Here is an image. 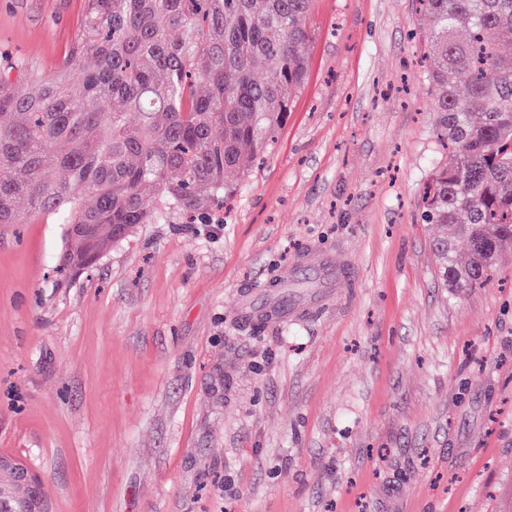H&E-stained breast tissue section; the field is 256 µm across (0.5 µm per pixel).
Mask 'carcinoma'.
I'll return each instance as SVG.
<instances>
[{"instance_id":"cac0c4a2","label":"carcinoma","mask_w":512,"mask_h":512,"mask_svg":"<svg viewBox=\"0 0 512 512\" xmlns=\"http://www.w3.org/2000/svg\"><path fill=\"white\" fill-rule=\"evenodd\" d=\"M419 2L436 137L451 153L424 186L421 219L467 240L463 262L452 239L435 244L440 280L463 291L487 285L512 245V0ZM311 4L85 0L54 77L24 73L22 91L0 82V224L55 218L62 266L83 270L137 225L230 194L226 176L251 171L305 82Z\"/></svg>"}]
</instances>
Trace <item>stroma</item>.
Masks as SVG:
<instances>
[{
	"mask_svg": "<svg viewBox=\"0 0 512 512\" xmlns=\"http://www.w3.org/2000/svg\"><path fill=\"white\" fill-rule=\"evenodd\" d=\"M417 0H314L305 85L227 207L61 276L64 225L0 224V456L48 512H512V247L436 275L448 160ZM83 0H0L56 74Z\"/></svg>",
	"mask_w": 512,
	"mask_h": 512,
	"instance_id": "35a3bbf8",
	"label": "stroma"
}]
</instances>
